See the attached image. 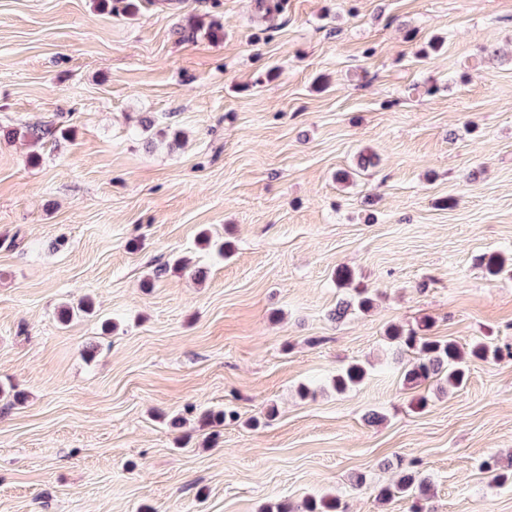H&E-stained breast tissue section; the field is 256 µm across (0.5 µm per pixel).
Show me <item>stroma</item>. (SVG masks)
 I'll return each instance as SVG.
<instances>
[{
	"label": "stroma",
	"instance_id": "1",
	"mask_svg": "<svg viewBox=\"0 0 512 512\" xmlns=\"http://www.w3.org/2000/svg\"><path fill=\"white\" fill-rule=\"evenodd\" d=\"M136 4L0 0V512H410L376 497L400 461L425 512H512L480 468L512 461V271L480 263L512 257V0ZM213 18L222 39L178 38ZM146 116L186 143L145 145ZM28 124L56 134L9 138ZM340 267L378 298L335 321ZM392 324L499 356L411 389ZM366 369L359 363H349L336 373L333 378V387L337 393L343 394L364 381ZM261 512H344L336 497L306 499L300 509L292 507L288 502L271 503L262 508Z\"/></svg>",
	"mask_w": 512,
	"mask_h": 512
}]
</instances>
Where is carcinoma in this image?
<instances>
[{
	"label": "carcinoma",
	"instance_id": "obj_1",
	"mask_svg": "<svg viewBox=\"0 0 512 512\" xmlns=\"http://www.w3.org/2000/svg\"><path fill=\"white\" fill-rule=\"evenodd\" d=\"M20 134L29 139L32 145L43 144V141L54 136V129L48 125L32 124L21 128ZM336 284L348 289V298L337 304L334 319L339 320L348 311H368L373 305L370 291L355 282L351 271L340 269L336 272ZM92 303L83 299L75 305L65 304L60 310V320L64 323L81 314H87ZM387 339L398 350H413L416 357L407 363L402 371L403 383L407 387H417L429 381H442L447 391L452 393L460 389L467 381L469 363L475 359L485 360L497 356L498 350L490 348L484 342L474 343L466 348L459 346L452 339H434L421 336L413 328L405 329L393 326L388 330ZM366 369L359 363H350L336 373L333 387L343 394L364 381ZM485 472L499 484L512 482V471L503 468L496 457L483 462ZM431 490L430 479L422 471L407 466L399 469L394 484L384 486L377 492V498L383 501L396 497H415L428 499ZM261 512H343L341 503L336 497L310 498L301 507L294 508L281 501L271 503L262 508Z\"/></svg>",
	"mask_w": 512,
	"mask_h": 512
}]
</instances>
